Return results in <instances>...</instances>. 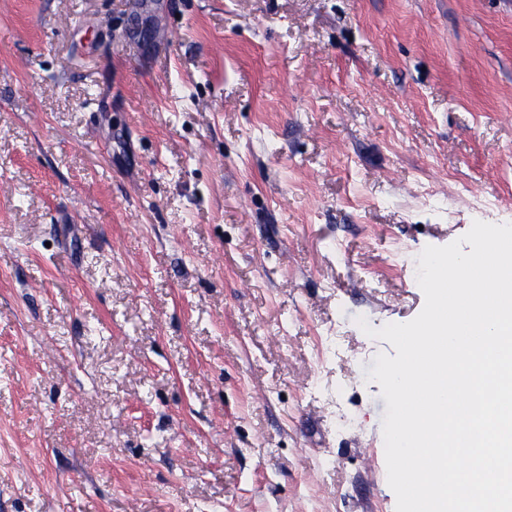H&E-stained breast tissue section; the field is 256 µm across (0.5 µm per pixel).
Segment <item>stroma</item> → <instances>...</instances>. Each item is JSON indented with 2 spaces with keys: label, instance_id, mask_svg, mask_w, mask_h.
<instances>
[{
  "label": "stroma",
  "instance_id": "35a3bbf8",
  "mask_svg": "<svg viewBox=\"0 0 512 512\" xmlns=\"http://www.w3.org/2000/svg\"><path fill=\"white\" fill-rule=\"evenodd\" d=\"M479 219L512 0H0V512H396L359 323Z\"/></svg>",
  "mask_w": 512,
  "mask_h": 512
}]
</instances>
